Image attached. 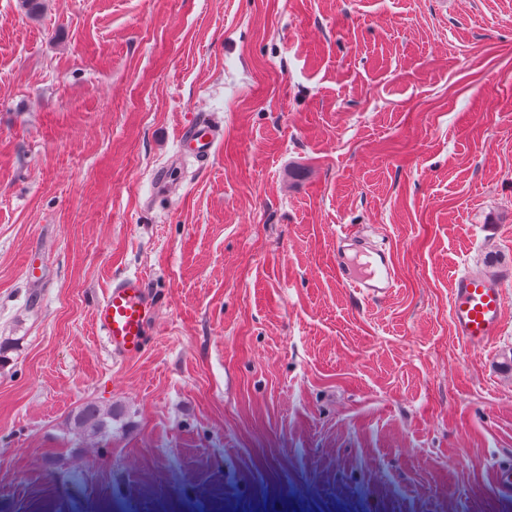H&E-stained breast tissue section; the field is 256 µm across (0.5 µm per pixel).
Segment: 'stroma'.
<instances>
[{"label": "stroma", "mask_w": 512, "mask_h": 512, "mask_svg": "<svg viewBox=\"0 0 512 512\" xmlns=\"http://www.w3.org/2000/svg\"><path fill=\"white\" fill-rule=\"evenodd\" d=\"M506 268L512 0H0V512H512V281L486 347L449 316ZM218 138V130L204 121H196L184 128L180 135L182 151L194 158L209 157ZM336 248L337 250L341 248L343 252V268H341L345 280L343 285L353 288L368 300L380 299L392 293L393 288L396 287V280L384 252L365 253L358 244L353 242L342 226L336 230ZM348 250L354 252L352 257L347 255ZM362 257H365L366 261H363ZM149 312L150 300L139 277L128 276L108 290L95 308V320L114 355L139 351ZM115 416L113 410H103L94 402H86L73 416L75 430L83 435H93L103 429L108 419Z\"/></svg>", "instance_id": "obj_1"}]
</instances>
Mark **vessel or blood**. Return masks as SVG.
<instances>
[{
  "label": "vessel or blood",
  "mask_w": 512,
  "mask_h": 512,
  "mask_svg": "<svg viewBox=\"0 0 512 512\" xmlns=\"http://www.w3.org/2000/svg\"><path fill=\"white\" fill-rule=\"evenodd\" d=\"M217 138V130L199 120L184 128L180 144L186 155L205 158ZM336 245L346 252L342 274L347 287L369 300L392 293L396 280L385 253H364L343 229L336 232ZM511 279L512 273L506 271L496 276L460 273L453 278L450 315L466 346H483L498 333L505 283ZM149 312L150 300L139 277H126L108 290L95 308V320L113 354L127 357L139 351Z\"/></svg>",
  "instance_id": "b4317fda"
}]
</instances>
